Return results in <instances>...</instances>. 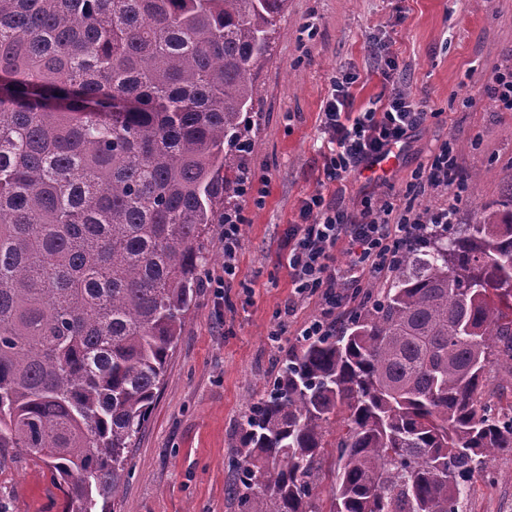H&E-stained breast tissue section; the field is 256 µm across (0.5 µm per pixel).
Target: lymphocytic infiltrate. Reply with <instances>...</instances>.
<instances>
[{"label":"lymphocytic infiltrate","mask_w":512,"mask_h":512,"mask_svg":"<svg viewBox=\"0 0 512 512\" xmlns=\"http://www.w3.org/2000/svg\"><path fill=\"white\" fill-rule=\"evenodd\" d=\"M350 85L346 77L334 81L321 110V130L327 147L322 183L326 186L358 172L392 145L403 142L410 131L431 117L423 102L397 91L385 103L373 102L363 112L351 113ZM461 173L458 151L448 140L413 175L408 203L396 204L390 193L378 201L367 197L360 209L350 214L331 205L319 191L303 199L300 221L290 225L283 250L295 292L320 297L322 312L303 326L302 337L328 336L335 332L336 310L342 303L338 281L358 286L366 278L389 272L406 251L446 225L456 223L455 207L426 211L415 207L413 200L431 190L461 193ZM244 222L245 216L238 210L219 227L218 243L224 253V267L220 274L209 276L204 282L216 297H223L225 288L239 274ZM342 240L347 241L354 260L340 273L331 263V252Z\"/></svg>","instance_id":"lymphocytic-infiltrate-1"}]
</instances>
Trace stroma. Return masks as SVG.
<instances>
[{
    "mask_svg": "<svg viewBox=\"0 0 512 512\" xmlns=\"http://www.w3.org/2000/svg\"><path fill=\"white\" fill-rule=\"evenodd\" d=\"M393 43L396 90L424 100L435 118L412 133L386 175L349 176L321 187L324 151L320 111L331 79L353 76V111L385 93L370 37ZM512 65V0H288L271 62L257 81L258 112L243 158L266 171L261 207H248L239 283L216 299L197 288L195 302L167 366L165 381L137 440L116 512H239L226 486L229 461L251 404L265 396L299 338L321 312L318 297L295 295L282 257L301 200L323 190L350 212L364 197L404 190L441 143L455 140L464 171H476L462 197L431 193L417 206L455 203L458 221L512 188V112L485 94L492 71ZM476 101L464 104V95ZM279 342L269 333L278 323ZM490 478L476 477L463 512H512V454L497 455ZM64 496L49 470L30 459L0 463V512H62Z\"/></svg>",
    "mask_w": 512,
    "mask_h": 512,
    "instance_id": "stroma-1",
    "label": "stroma"
}]
</instances>
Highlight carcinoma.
<instances>
[{
	"label": "carcinoma",
	"instance_id": "obj_1",
	"mask_svg": "<svg viewBox=\"0 0 512 512\" xmlns=\"http://www.w3.org/2000/svg\"><path fill=\"white\" fill-rule=\"evenodd\" d=\"M287 0H0V454L106 512L240 195ZM512 190L369 286L246 418L242 512H462L512 407ZM336 442V434L328 437L327 448H324L321 466L320 478L315 489L316 503L320 505L323 510H328L335 488L334 482V468H336V448L333 444Z\"/></svg>",
	"mask_w": 512,
	"mask_h": 512
}]
</instances>
